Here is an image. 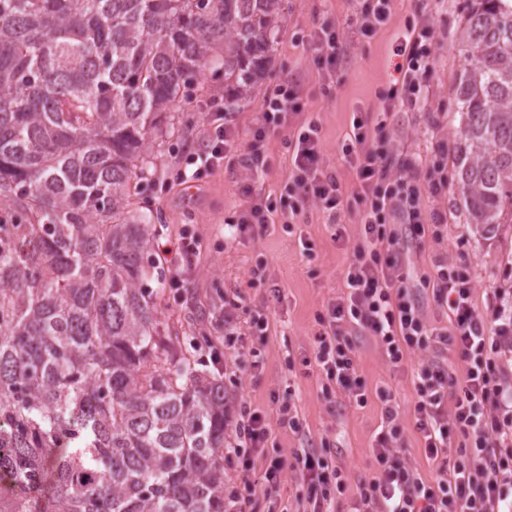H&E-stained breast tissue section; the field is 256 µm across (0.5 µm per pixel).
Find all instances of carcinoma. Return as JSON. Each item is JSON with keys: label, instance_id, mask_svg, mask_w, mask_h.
<instances>
[{"label": "carcinoma", "instance_id": "obj_1", "mask_svg": "<svg viewBox=\"0 0 512 512\" xmlns=\"http://www.w3.org/2000/svg\"><path fill=\"white\" fill-rule=\"evenodd\" d=\"M282 0H0V512H224V381L161 326L151 136L200 73L245 99ZM454 166L512 224V0H470Z\"/></svg>", "mask_w": 512, "mask_h": 512}]
</instances>
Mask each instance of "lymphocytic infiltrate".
Listing matches in <instances>:
<instances>
[{"instance_id":"obj_1","label":"lymphocytic infiltrate","mask_w":512,"mask_h":512,"mask_svg":"<svg viewBox=\"0 0 512 512\" xmlns=\"http://www.w3.org/2000/svg\"><path fill=\"white\" fill-rule=\"evenodd\" d=\"M433 40L428 24L407 27L395 48L396 83L381 96L378 108L355 110L352 133L341 146L342 159L355 173L363 232L346 272L344 294L328 300L316 318L312 361L323 380L324 398L340 392L360 408L373 398L381 405L382 428L372 448L375 469L357 481L354 512H512V370L502 356L503 349L512 347V314L494 300L478 308L467 265L443 264L431 294L453 327H436L423 314L419 290L404 262L425 234L443 239L444 218L424 208L422 193L437 194L447 187L444 164L436 163L427 187H420L417 164L398 166L387 128L394 112L427 103L431 96ZM309 42L319 68L335 79L346 56L340 29L319 28ZM299 110L298 90L287 82L278 85L245 145L223 108L212 112L206 149L191 158L189 179L201 181L223 165L245 170L247 204L235 231L276 220L293 228L311 202L332 228L333 239H341L344 193L335 173L323 164L317 121L291 129L284 142L291 156L289 201L265 197L258 188L268 168L263 152L267 135L287 128ZM362 331L380 342L391 367L401 366L411 353L427 355L414 374L413 417L426 458L439 464L432 479L421 478L406 460L392 393L385 388L368 392L358 372L356 339ZM450 349L464 366L463 376H456L442 358ZM276 414L272 424L244 406L237 417L226 418L232 436L224 452L240 459L243 477L225 499L224 512H249L257 492L251 475L259 466L268 481L294 471L306 486L308 512H334V494L345 488L347 470L334 463L326 445L297 449L289 459L268 455L273 425L302 428L293 392L278 401Z\"/></svg>"}]
</instances>
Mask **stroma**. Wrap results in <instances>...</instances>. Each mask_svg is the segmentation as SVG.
<instances>
[{"instance_id": "stroma-1", "label": "stroma", "mask_w": 512, "mask_h": 512, "mask_svg": "<svg viewBox=\"0 0 512 512\" xmlns=\"http://www.w3.org/2000/svg\"><path fill=\"white\" fill-rule=\"evenodd\" d=\"M364 0H284L274 49L264 77L242 101L227 103L240 142H248L261 117L266 95L278 84L295 79L300 86L301 110L293 124L315 119L326 146L325 161L335 171L345 192H353L356 178L339 153L351 132L357 107L377 103L395 81V39L409 20L423 17L435 32L433 45V94L426 106L405 107L393 117L401 140L402 160L421 156L424 165L435 159L437 145H445V162L453 164L457 128L448 121L454 105V90L463 64L459 32L467 0H393L388 23L371 37L359 34L352 23ZM323 23L340 26L346 41V58L337 83L327 84L307 45L310 32ZM224 97V75L212 62H205L198 80L176 102L172 123L161 145L153 147L152 164L133 206L158 213L160 223L152 228L150 256L161 268H170V255L183 236L197 238V264L183 273L182 285L166 288L158 308L161 322L195 338L196 357L203 369L215 375L225 372L223 355L256 350L255 366L240 376L239 383L225 382L230 411L240 402L274 422L279 450L292 454L320 440H328L334 458L349 472L350 483L337 495L335 512H352L355 483L374 467L372 446L380 430L381 407L369 401L363 408L343 395L324 399L321 377L305 358L314 349L315 317L329 298L343 293L345 270L360 238L361 227L348 222L343 240L332 238L331 229L315 204L305 206L300 224L287 232L281 224L265 232H242L234 241L225 239L224 226L237 222L246 201L242 172L220 167L199 183H183L178 173L199 152L209 132L213 100ZM283 134H272L263 150L269 167L263 191L272 197L285 192L290 158ZM427 210L447 214V241L422 239L413 255L417 280L434 278L437 263H466L476 285L475 302L485 307L493 294L512 301V228L501 226L487 235L475 233L464 219L455 185L441 194L425 195ZM242 296L248 309L267 308L270 331L266 342L254 336L224 333V303ZM423 359L412 354L405 364L391 368L378 341L362 335L357 340L356 360L368 389L387 387L400 411L402 445L412 467L422 478L434 475L423 451L412 416L413 372ZM293 390L302 419L301 432L277 426L275 400ZM306 487L293 471H286L270 493H257L252 512H271L274 504L296 512Z\"/></svg>"}]
</instances>
